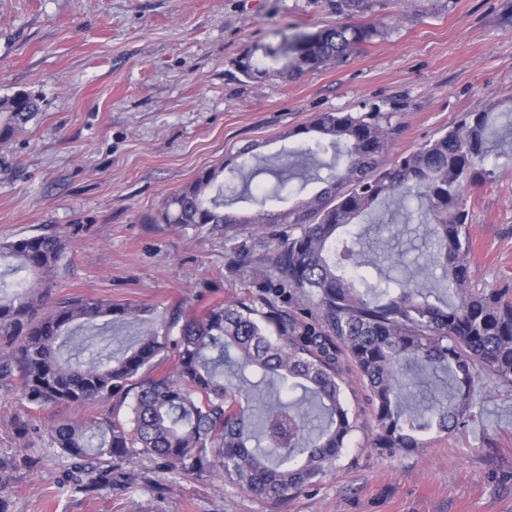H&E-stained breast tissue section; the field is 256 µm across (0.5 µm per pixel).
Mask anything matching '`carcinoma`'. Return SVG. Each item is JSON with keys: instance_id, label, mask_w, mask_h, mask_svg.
<instances>
[{"instance_id": "obj_1", "label": "carcinoma", "mask_w": 512, "mask_h": 512, "mask_svg": "<svg viewBox=\"0 0 512 512\" xmlns=\"http://www.w3.org/2000/svg\"><path fill=\"white\" fill-rule=\"evenodd\" d=\"M372 9L373 0H336L339 14L364 17ZM391 28L380 20L338 23L296 33L264 48L263 57L280 64L274 73L288 81L346 60ZM236 66L248 80L269 74L251 54ZM38 110V99L24 91L0 99V141ZM392 117L320 113L289 133L302 147L282 163L262 169L246 147L168 198L164 223L232 240L267 224L269 212L242 220L229 210L252 191L247 182L224 185V173L271 174L263 205L282 198L295 178L325 184L273 220L286 228L271 257L275 276L310 308L284 310L261 298L175 320L168 371L153 373L168 336L151 326L118 353L62 359L60 338L80 328L102 334L115 322L141 320L143 310L82 294L52 299L66 250L57 233L0 243V267L25 273L15 287H0V381L16 385L31 409L79 413L48 430L51 445L73 461L76 490L95 491L112 473L152 457L175 476L207 473L279 503L332 469L362 428L344 397L352 373L367 392L366 447L389 453L424 447L429 431L453 433L477 407L481 377L512 390V289L473 284L464 202L467 189L493 174L491 145L502 128L512 131V113L483 104L399 154L401 127ZM309 140L332 149V161L317 160ZM410 197L418 207L406 218L418 215L429 250L418 274L396 279L383 270L396 258L381 247V232L395 220L391 203ZM355 226L359 243L375 252L368 261L375 280L346 264L353 249L340 235ZM430 378L448 380L450 390L412 406ZM107 402L109 415L85 414ZM125 404L127 419L120 417Z\"/></svg>"}]
</instances>
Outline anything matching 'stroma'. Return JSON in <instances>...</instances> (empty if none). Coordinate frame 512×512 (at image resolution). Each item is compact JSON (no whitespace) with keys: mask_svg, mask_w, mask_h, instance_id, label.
Here are the masks:
<instances>
[{"mask_svg":"<svg viewBox=\"0 0 512 512\" xmlns=\"http://www.w3.org/2000/svg\"><path fill=\"white\" fill-rule=\"evenodd\" d=\"M390 33L346 62L292 81L245 79L235 62L281 34L339 22L336 0H0V98L40 110L0 143V242L66 235L57 296L177 313L265 293L272 236H197L164 223L168 197L205 167L253 145L265 159L322 112L392 113L397 149H417L463 113L512 110V0H376ZM479 287L512 285V164L465 193ZM251 257L240 263L238 251ZM140 331L117 323L76 337L72 354L118 350ZM452 435L395 455L351 446L316 485L278 505L205 474L175 477L145 458L111 486L76 491L48 444L66 407L31 410L0 385L5 512H512V391L483 381ZM34 459V467L21 457Z\"/></svg>","mask_w":512,"mask_h":512,"instance_id":"obj_1","label":"stroma"}]
</instances>
